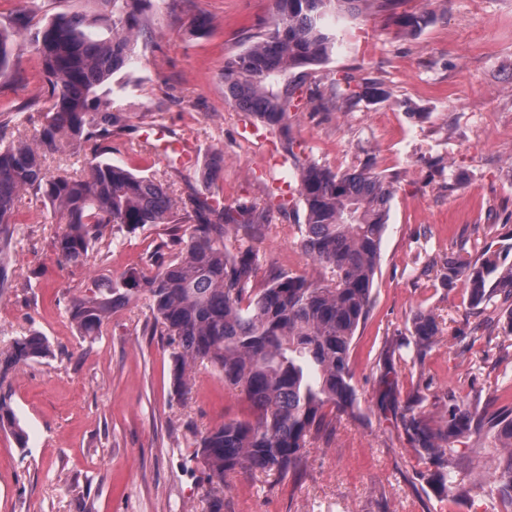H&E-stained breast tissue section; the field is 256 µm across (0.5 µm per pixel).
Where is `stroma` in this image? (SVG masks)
Returning <instances> with one entry per match:
<instances>
[{"mask_svg":"<svg viewBox=\"0 0 512 512\" xmlns=\"http://www.w3.org/2000/svg\"><path fill=\"white\" fill-rule=\"evenodd\" d=\"M34 8L46 22L92 11L93 0H0V27ZM428 14L404 32L371 10L327 17L339 32L331 59L305 85L322 106L290 113L293 149L335 170L372 164L391 177L370 314L354 340L350 365L358 419L326 415L300 472L234 473L224 480V512H506L490 493V452L458 444L473 461L470 496L438 494L401 423L408 406L431 418L449 395L512 402V335L501 317L511 305L474 309L462 280L448 276L450 252L499 253L512 264V0H404ZM146 27L128 65L103 91L128 102L112 129L106 160L164 180L172 197H220L225 206L263 203L267 187L294 178L279 138L224 98V66L272 25L273 0H177L147 6ZM210 20L191 33L197 16ZM368 83L358 102L328 97L331 78ZM48 89L32 34L16 38L14 65L0 76V129H39ZM167 129L192 144L196 162L170 168L143 137ZM224 153L216 180L202 177L212 149ZM301 204L272 210L259 237L254 288L284 273L323 272L300 247ZM175 225L113 228L88 265L64 263L54 247L53 210L22 195L0 288V349L30 335L53 350L0 371V394L27 433L19 444L0 431V512H209L212 489L196 456L207 429L245 420V396L213 369L197 367L192 392L176 393L173 348L152 320L145 292L113 311L97 335H81L74 301L107 295L131 268L150 270L185 243ZM417 311L438 317L443 334L425 357L400 359Z\"/></svg>","mask_w":512,"mask_h":512,"instance_id":"obj_1","label":"stroma"}]
</instances>
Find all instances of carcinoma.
<instances>
[{
	"label": "carcinoma",
	"instance_id": "obj_1",
	"mask_svg": "<svg viewBox=\"0 0 512 512\" xmlns=\"http://www.w3.org/2000/svg\"><path fill=\"white\" fill-rule=\"evenodd\" d=\"M101 2L99 13L63 14L36 27L30 8L18 15L12 29L0 28V74L10 66L14 37L32 29L49 83L40 130L0 133V283L6 279L4 253L24 191L52 205L60 224L55 249L73 265L87 264L89 251L106 241L112 227L171 224L178 211V223L190 229L183 252L148 272L129 269L123 292L114 286L108 298L75 301L71 320L81 335L95 336L110 313L129 302L131 292L146 291L154 324L174 346L176 390L189 393L188 371L207 362L254 410L251 420L228 421L202 434L198 456L210 483L219 488L224 477L239 470L295 473L304 465L308 436L324 423V408L357 417L350 350L372 308L392 181L370 167L335 171L292 155L305 212V222L298 225L301 248L331 278L322 282L278 274L265 287L251 288L255 252L242 243L228 247L224 236L231 230L252 236L266 224L267 210L251 204L227 208L217 198L193 194L174 200L155 177L101 160L112 152V126L125 107L96 91L127 64L151 0ZM362 2L274 0L273 27L254 35L224 68L228 103L270 131L287 135L289 110L301 107L296 91L306 68L325 63L336 48V31L325 18H355ZM372 2L377 14L406 32L428 22L424 13L400 10L401 0ZM330 90L346 101L362 97L348 77L331 79ZM75 143L89 146L81 173L49 174L46 154H62ZM457 277L464 279L475 308L492 304L498 295L512 299V265H503L495 252L486 251L475 262L460 253L449 255L448 279ZM410 324L414 353L421 356L442 327L423 311L414 313ZM51 353L48 340L32 334L0 351V366L18 368ZM401 422L428 464L430 485L452 497L469 492L456 478L463 461L455 443L463 438L480 446L493 437L500 446L490 465L493 484L512 507L511 403L494 409L478 398L467 401L450 394L442 422L412 409ZM0 430L25 444V432L2 396Z\"/></svg>",
	"mask_w": 512,
	"mask_h": 512
}]
</instances>
